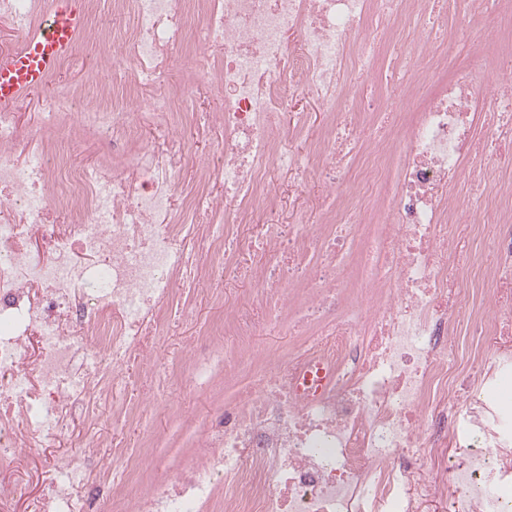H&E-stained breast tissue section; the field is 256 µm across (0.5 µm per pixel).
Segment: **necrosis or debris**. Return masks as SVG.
Returning <instances> with one entry per match:
<instances>
[{
    "label": "necrosis or debris",
    "mask_w": 512,
    "mask_h": 512,
    "mask_svg": "<svg viewBox=\"0 0 512 512\" xmlns=\"http://www.w3.org/2000/svg\"><path fill=\"white\" fill-rule=\"evenodd\" d=\"M465 4L450 30L424 22L448 0H84L74 47L96 88L58 86L36 126L0 111V466L86 427L34 512H512V404L487 397L512 376V207L490 198H512V0ZM50 6L0 0V18L19 44ZM382 63L395 92L351 82ZM178 66L221 105L160 92ZM292 93L326 116L302 154L284 147L308 125L282 124ZM405 109L363 152L361 113ZM196 124L220 155L187 147ZM89 140L101 158L71 163ZM273 167L317 181L332 210L313 229L264 225L267 261L224 333L244 345L284 316L303 341L211 414L173 477L141 481L125 432L186 380L157 345L183 296L221 299L243 273L241 228L278 199Z\"/></svg>",
    "instance_id": "obj_1"
}]
</instances>
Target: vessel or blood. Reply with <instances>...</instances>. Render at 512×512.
I'll return each instance as SVG.
<instances>
[{
  "label": "vessel or blood",
  "mask_w": 512,
  "mask_h": 512,
  "mask_svg": "<svg viewBox=\"0 0 512 512\" xmlns=\"http://www.w3.org/2000/svg\"><path fill=\"white\" fill-rule=\"evenodd\" d=\"M84 27L83 0H53L47 28L33 30L22 46L0 52V109L15 107L40 89L71 51Z\"/></svg>",
  "instance_id": "b4317fda"
}]
</instances>
